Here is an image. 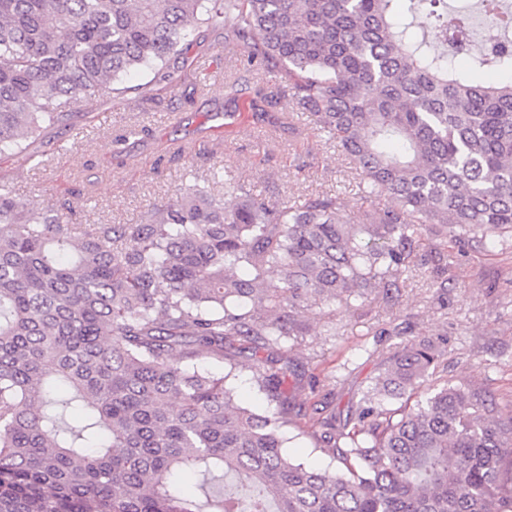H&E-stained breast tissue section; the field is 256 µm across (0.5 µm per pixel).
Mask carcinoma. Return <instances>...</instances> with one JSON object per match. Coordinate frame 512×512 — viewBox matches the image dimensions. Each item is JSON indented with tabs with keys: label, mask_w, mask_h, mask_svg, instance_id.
Here are the masks:
<instances>
[{
	"label": "carcinoma",
	"mask_w": 512,
	"mask_h": 512,
	"mask_svg": "<svg viewBox=\"0 0 512 512\" xmlns=\"http://www.w3.org/2000/svg\"><path fill=\"white\" fill-rule=\"evenodd\" d=\"M424 6L436 27L413 37ZM468 17L447 0H0V154L131 71L172 81L188 29L220 19L282 66L365 199L389 197L352 224L335 196L271 205L227 179L139 224H72L0 185V512H512L511 413L450 383L387 408L435 367L429 344L394 355L342 425L317 418L334 475L284 449L288 396L258 413L197 364L399 287L419 226L512 229V14L461 72L439 33ZM288 371L259 388L278 396Z\"/></svg>",
	"instance_id": "cac0c4a2"
}]
</instances>
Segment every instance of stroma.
<instances>
[{
	"label": "stroma",
	"instance_id": "stroma-1",
	"mask_svg": "<svg viewBox=\"0 0 512 512\" xmlns=\"http://www.w3.org/2000/svg\"><path fill=\"white\" fill-rule=\"evenodd\" d=\"M188 41L177 86L149 70L132 73L131 94L73 106L65 125L0 155V184L40 208L70 203L77 224H137L178 188L220 193L228 179L273 203L332 195L358 222L366 202L357 175L310 114L295 113L283 73L244 63L242 47L225 43L222 29H196ZM261 86L275 97L256 117L246 108ZM417 241L428 264L414 277L347 305L303 311L302 335L277 350L299 373L284 389L302 413L283 432L302 461L335 471L313 437L315 410L346 417L388 358L424 340L439 367L422 388L447 380L491 396L500 411L512 408V232L422 230ZM442 256L448 273L440 280L431 267ZM266 358L262 351L242 366L228 355L209 367L263 410L270 401L256 373Z\"/></svg>",
	"mask_w": 512,
	"mask_h": 512
}]
</instances>
